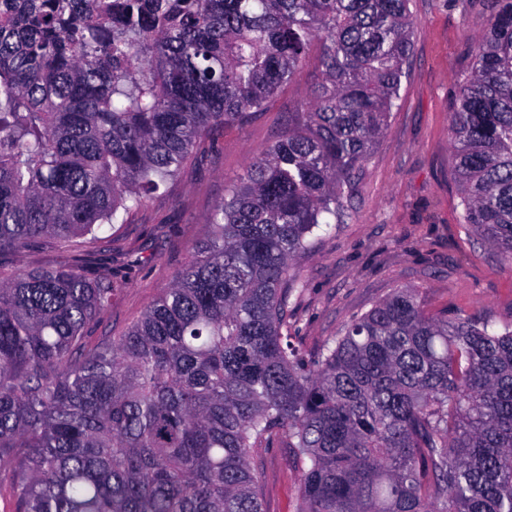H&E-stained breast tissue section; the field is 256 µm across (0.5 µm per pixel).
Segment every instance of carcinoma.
I'll return each mask as SVG.
<instances>
[{
    "label": "carcinoma",
    "mask_w": 512,
    "mask_h": 512,
    "mask_svg": "<svg viewBox=\"0 0 512 512\" xmlns=\"http://www.w3.org/2000/svg\"><path fill=\"white\" fill-rule=\"evenodd\" d=\"M411 0H0V472L14 512H263L288 439L303 512H512V325L400 288L310 363L295 261L341 219L410 71ZM451 110L461 221L512 261V0H490ZM318 49L307 111L252 159L173 287L118 336L124 222ZM23 262L29 267H49L64 265L70 262L71 253L66 249H47L39 252H27Z\"/></svg>",
    "instance_id": "cac0c4a2"
}]
</instances>
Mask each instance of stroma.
Listing matches in <instances>:
<instances>
[{"instance_id":"35a3bbf8","label":"stroma","mask_w":512,"mask_h":512,"mask_svg":"<svg viewBox=\"0 0 512 512\" xmlns=\"http://www.w3.org/2000/svg\"><path fill=\"white\" fill-rule=\"evenodd\" d=\"M415 19L410 75L399 108L364 164L354 207L342 223L318 231L297 261L303 286L291 299L295 342L314 357L356 312L397 288L416 289L434 311L512 324V262L461 222L449 137L459 82L470 72L488 24L486 0H411ZM320 73L310 54L291 84L241 126L203 143L202 163L117 225L84 272L111 268L121 290L97 336L124 331L174 283L189 248L250 159L275 141L288 116L304 111ZM264 512H299L297 466L282 441L257 451Z\"/></svg>"}]
</instances>
